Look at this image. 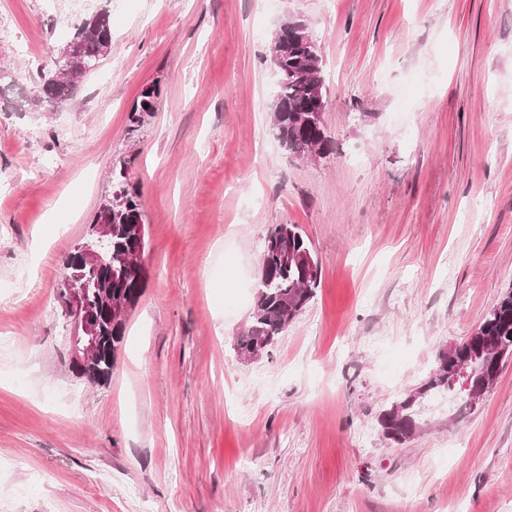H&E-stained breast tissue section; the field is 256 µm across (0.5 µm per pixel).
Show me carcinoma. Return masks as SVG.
Masks as SVG:
<instances>
[{
	"instance_id": "obj_1",
	"label": "carcinoma",
	"mask_w": 512,
	"mask_h": 512,
	"mask_svg": "<svg viewBox=\"0 0 512 512\" xmlns=\"http://www.w3.org/2000/svg\"><path fill=\"white\" fill-rule=\"evenodd\" d=\"M307 26L302 19L292 21L288 35H275L273 50L278 56V81L272 103L271 130L274 138L291 155L315 150L330 153V141L318 116L321 105L317 96H326L323 59L315 46L299 37ZM112 41L106 10L87 15L67 40L73 58L94 67L103 57L105 42ZM84 76L76 72L64 76L55 65L42 73L36 90L27 95L16 91L15 84H0V99L8 100L15 109H58L72 100ZM157 89H142L131 108L132 119L141 121V113L155 111ZM118 189L101 204L95 221L112 226V255L97 267L75 264V255L64 262V273L75 286L84 290L86 302L100 311L98 336L100 353L92 372L86 378L93 383H106L112 376L116 352L122 342L127 315L103 313L107 301L118 308L124 302L137 303L145 288V276L125 265L120 255L145 250V225L139 188L124 172L117 177ZM321 281V268L309 238L296 224H277L266 234L260 249L255 307L250 325L235 340L242 353L264 343L269 352L286 330L288 323L300 315L314 298ZM512 348V290L501 296L480 324L457 344L455 357L437 355L434 375L426 380L423 394L438 391L456 392L452 382L454 371L465 367L479 376L484 359L482 352L491 345ZM378 426L386 439L403 436L417 425L415 410L410 407L403 416L380 415Z\"/></svg>"
}]
</instances>
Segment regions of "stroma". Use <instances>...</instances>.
Here are the masks:
<instances>
[{
    "mask_svg": "<svg viewBox=\"0 0 512 512\" xmlns=\"http://www.w3.org/2000/svg\"><path fill=\"white\" fill-rule=\"evenodd\" d=\"M101 8L112 47L74 100L0 111V512H512V358L469 413L428 397L401 445L377 424L512 287V0H0V71L33 88ZM291 17L324 61L312 161L269 125ZM122 170L145 289L95 385L56 296ZM274 224L321 282L244 363Z\"/></svg>",
    "mask_w": 512,
    "mask_h": 512,
    "instance_id": "obj_1",
    "label": "stroma"
}]
</instances>
